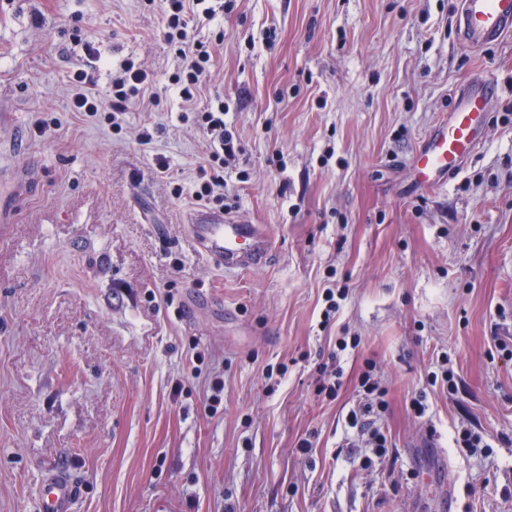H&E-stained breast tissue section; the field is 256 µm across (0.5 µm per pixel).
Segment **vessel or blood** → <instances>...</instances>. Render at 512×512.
Segmentation results:
<instances>
[{
	"label": "vessel or blood",
	"instance_id": "b4317fda",
	"mask_svg": "<svg viewBox=\"0 0 512 512\" xmlns=\"http://www.w3.org/2000/svg\"><path fill=\"white\" fill-rule=\"evenodd\" d=\"M460 36L471 46L512 38V0H458ZM494 81L473 78L454 93L448 114L429 131L412 157L418 183L442 189L457 177L486 140ZM189 231L198 251L228 272L266 263L272 244L265 227L223 213L195 215ZM77 486L64 471L47 473L37 490L39 512H73Z\"/></svg>",
	"mask_w": 512,
	"mask_h": 512
}]
</instances>
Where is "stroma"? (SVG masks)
Returning <instances> with one entry per match:
<instances>
[{
    "label": "stroma",
    "instance_id": "1",
    "mask_svg": "<svg viewBox=\"0 0 512 512\" xmlns=\"http://www.w3.org/2000/svg\"><path fill=\"white\" fill-rule=\"evenodd\" d=\"M457 3L236 0L215 18L224 205L276 252L227 273L173 193L206 138L166 100L160 10L0 0V512H38L58 467L74 512H512V39L463 42ZM129 57L162 110L129 105L119 135L70 119L67 75L102 88ZM478 73L498 81L486 143L424 189L409 159ZM41 112L63 124L36 141ZM330 286L346 296L324 327ZM369 361L391 449L367 466L347 419ZM444 364L450 392L428 383ZM465 429L492 454L456 447Z\"/></svg>",
    "mask_w": 512,
    "mask_h": 512
}]
</instances>
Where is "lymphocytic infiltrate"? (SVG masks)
<instances>
[{"instance_id": "1", "label": "lymphocytic infiltrate", "mask_w": 512, "mask_h": 512, "mask_svg": "<svg viewBox=\"0 0 512 512\" xmlns=\"http://www.w3.org/2000/svg\"><path fill=\"white\" fill-rule=\"evenodd\" d=\"M145 4L158 6L165 18L162 38L176 61L169 77L170 85L185 112L191 114L193 123L205 133L208 143L190 198L198 206L223 208L224 156L233 150V134L224 123L223 97L206 90L212 67L210 45L194 36L198 25L213 20L216 11L208 7L207 0H145ZM68 85L71 116L92 119L108 126L115 134L123 130L119 116L128 103L140 102L149 111L160 105L147 71L130 59L113 73L106 89L96 88L80 69L70 74ZM359 387L366 400L348 415L353 428L365 427L367 419L379 417L387 410L386 391L371 371L362 372Z\"/></svg>"}]
</instances>
